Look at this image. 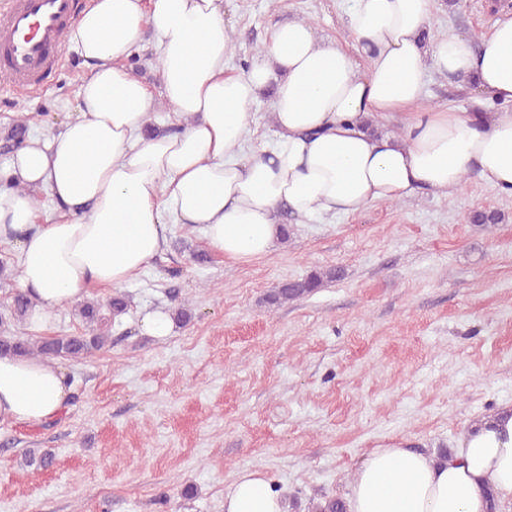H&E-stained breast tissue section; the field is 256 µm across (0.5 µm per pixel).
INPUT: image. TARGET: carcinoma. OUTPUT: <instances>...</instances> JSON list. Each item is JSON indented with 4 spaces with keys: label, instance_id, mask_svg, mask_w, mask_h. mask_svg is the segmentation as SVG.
<instances>
[{
    "label": "carcinoma",
    "instance_id": "obj_1",
    "mask_svg": "<svg viewBox=\"0 0 512 512\" xmlns=\"http://www.w3.org/2000/svg\"><path fill=\"white\" fill-rule=\"evenodd\" d=\"M28 121L27 117H21L16 121V125L11 128L8 136V143L3 146L4 153L10 154L23 144L28 131ZM337 278H339V271L330 268L315 271L302 279L287 281L268 295V303L278 305L309 296L324 283ZM33 307L34 303L29 295L17 290L12 293L9 308L0 312V323L5 324L12 319L20 320L29 315ZM77 311L85 323L97 326L95 332L51 336L35 343L18 336H0V355L10 353L20 357L76 359L112 344V336L109 335V330L105 329L106 317L97 303L80 302L77 305ZM308 512H347V509L345 501L340 497L316 494L311 499Z\"/></svg>",
    "mask_w": 512,
    "mask_h": 512
}]
</instances>
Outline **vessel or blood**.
<instances>
[{"mask_svg":"<svg viewBox=\"0 0 512 512\" xmlns=\"http://www.w3.org/2000/svg\"><path fill=\"white\" fill-rule=\"evenodd\" d=\"M84 6L85 0H0V79L14 93L44 87Z\"/></svg>","mask_w":512,"mask_h":512,"instance_id":"1","label":"vessel or blood"}]
</instances>
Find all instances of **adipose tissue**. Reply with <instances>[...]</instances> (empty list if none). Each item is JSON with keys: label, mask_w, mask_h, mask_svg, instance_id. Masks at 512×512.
I'll use <instances>...</instances> for the list:
<instances>
[{"label": "adipose tissue", "mask_w": 512, "mask_h": 512, "mask_svg": "<svg viewBox=\"0 0 512 512\" xmlns=\"http://www.w3.org/2000/svg\"><path fill=\"white\" fill-rule=\"evenodd\" d=\"M431 0H351L346 25L370 66L359 72L314 27H276L240 75L222 0H89L64 43L87 73L78 117L27 139L0 167V239L19 246L18 287L33 321L119 288L160 253L166 217L200 227L215 253L248 265L279 238V207L301 218L352 215L417 192L453 198L468 173L512 195V15L480 42L450 34L423 49ZM160 51L159 89L126 66L144 31ZM472 78L500 111L471 116L424 106L429 71ZM273 87L277 135L251 152V107ZM165 105L175 127L147 132ZM404 116L400 135L372 134L368 118ZM57 205L42 218L29 194ZM73 387L42 358L0 356V423L37 425L68 409ZM512 512V406L462 434L447 461L377 448L356 469L348 512ZM224 512H287L258 470L238 474Z\"/></svg>", "instance_id": "adipose-tissue-1"}]
</instances>
